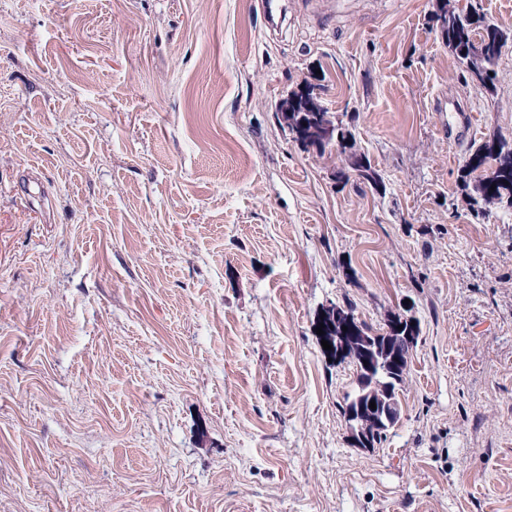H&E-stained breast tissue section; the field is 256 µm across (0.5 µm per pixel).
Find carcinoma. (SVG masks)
I'll use <instances>...</instances> for the list:
<instances>
[{"instance_id":"carcinoma-1","label":"carcinoma","mask_w":512,"mask_h":512,"mask_svg":"<svg viewBox=\"0 0 512 512\" xmlns=\"http://www.w3.org/2000/svg\"><path fill=\"white\" fill-rule=\"evenodd\" d=\"M435 20L442 39L465 65L469 79L486 91L494 92L496 66L502 49L512 35L479 14L469 20L463 19L462 12L448 4V0H439ZM474 41L481 44L482 54L474 57L462 53V48ZM307 103L310 104L311 111L290 113V133L297 132L307 140L312 128L318 129L324 125L336 127V136L339 137L336 151L352 159L359 179L368 183L375 191H383V182L371 160L355 149V134L350 126L336 119L320 103L312 85L309 86ZM460 187L476 217L485 215L491 206L512 208V140L494 135L472 150L460 175ZM333 307L359 326L358 339L347 343L346 354L341 362L352 366L354 372H359L362 350L366 347H377L379 353L388 356L394 352L400 360L389 377L381 376L376 381L365 384L361 376H356V388L344 396L341 409H346L350 401L362 394L378 403L399 406V391L404 389L413 350V347L405 345L401 340L406 335L408 318L400 312L391 311L385 319L384 327L377 329L356 316L355 304L350 299L345 297L334 303Z\"/></svg>"}]
</instances>
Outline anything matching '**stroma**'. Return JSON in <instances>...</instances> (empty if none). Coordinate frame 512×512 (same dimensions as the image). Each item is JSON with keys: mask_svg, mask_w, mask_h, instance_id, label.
Instances as JSON below:
<instances>
[{"mask_svg": "<svg viewBox=\"0 0 512 512\" xmlns=\"http://www.w3.org/2000/svg\"><path fill=\"white\" fill-rule=\"evenodd\" d=\"M0 0V512H512V137L437 0ZM311 82L385 190L293 142ZM420 325L355 447L322 307ZM460 187L475 217L484 216L495 205L512 208V140L493 135L472 150L460 175Z\"/></svg>", "mask_w": 512, "mask_h": 512, "instance_id": "35a3bbf8", "label": "stroma"}]
</instances>
